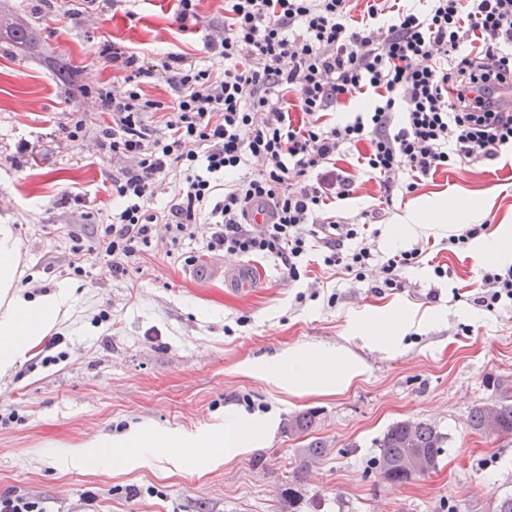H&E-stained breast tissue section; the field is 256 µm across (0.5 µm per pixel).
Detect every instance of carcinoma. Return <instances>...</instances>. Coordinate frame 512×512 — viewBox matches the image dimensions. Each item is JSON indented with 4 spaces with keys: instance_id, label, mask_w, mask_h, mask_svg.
I'll return each instance as SVG.
<instances>
[{
    "instance_id": "1",
    "label": "carcinoma",
    "mask_w": 512,
    "mask_h": 512,
    "mask_svg": "<svg viewBox=\"0 0 512 512\" xmlns=\"http://www.w3.org/2000/svg\"><path fill=\"white\" fill-rule=\"evenodd\" d=\"M24 44L30 48L39 47V35L33 26L6 20L0 14V38ZM495 422L496 436H512V404L499 400L494 405L493 415H488L487 406L478 405L469 412V425L477 432H484L488 418ZM315 416L303 413L289 421V430L297 436L303 435L313 425ZM447 436L437 428L425 422L402 420L392 424L378 442L379 452L373 462L380 478L385 482L403 486L411 483L424 473L416 471L411 459L422 456L430 465V470L437 469L439 456ZM325 445L321 442H309L297 449L299 467L307 468L318 461L325 453Z\"/></svg>"
}]
</instances>
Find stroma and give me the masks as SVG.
<instances>
[{"instance_id": "35a3bbf8", "label": "stroma", "mask_w": 512, "mask_h": 512, "mask_svg": "<svg viewBox=\"0 0 512 512\" xmlns=\"http://www.w3.org/2000/svg\"><path fill=\"white\" fill-rule=\"evenodd\" d=\"M34 0H0V14L31 22L44 50L78 70L85 84L111 81L95 54L102 38L121 40L151 55L179 52L203 66L204 31H181L174 0H132L113 17L90 14L57 20L36 13ZM136 19L126 17V10ZM84 116L99 121L90 99L71 94L28 49L0 43V221L20 239L21 285L31 294L75 290L56 327L65 357L51 364L35 353L0 379V493L20 489L50 501L54 512H280L288 481L298 512H497L512 495V436L486 437L470 428L478 404L512 398V305L476 307L482 272L468 250H449L448 232L427 230L399 241L389 232L399 216L438 199H478L483 220L512 225V153L487 163L452 165L417 189L378 209L379 186L356 178L354 197L337 201L344 221L371 212L376 262L412 247L424 254L403 273L404 285L373 291L375 271L359 281L314 263L307 278L289 282L280 261L250 255L262 276L246 292L225 278L199 276L196 266L166 254L157 239L140 271L115 279L97 254L87 276L66 274L70 230L84 212L105 215L104 186L112 160L93 139L73 145L52 138L58 125ZM37 150L21 166L10 159L23 142ZM81 205H60L63 193ZM443 266L450 277H436ZM399 308L423 318L396 351L368 347L352 323L364 313ZM437 321H429L433 312ZM109 323H96L101 313ZM298 344L344 346L362 357L365 377L340 395L285 393L270 378L242 373L244 364L270 359ZM236 405L247 413L275 412L276 431L263 447L216 468L184 455L176 461L143 455L131 468L85 462L61 466L71 448L144 423L177 435L204 429ZM310 412L307 437L289 434L293 416ZM410 419L448 434L436 472L393 487L372 468L376 442L394 422ZM324 442L325 455L298 469L296 450Z\"/></svg>"}]
</instances>
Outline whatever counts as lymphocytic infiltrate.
Here are the masks:
<instances>
[{
    "label": "lymphocytic infiltrate",
    "instance_id": "1",
    "mask_svg": "<svg viewBox=\"0 0 512 512\" xmlns=\"http://www.w3.org/2000/svg\"><path fill=\"white\" fill-rule=\"evenodd\" d=\"M224 0V22L203 48L223 61L203 69L186 55L147 56L109 39L96 53L123 90L81 86L103 118L58 126L73 144L92 137L115 170L112 211L92 238L70 232V269L96 252L113 278L138 269L157 229L171 251L206 229L217 255H272L289 281L308 274L312 239L331 270L363 279L374 259L363 224H343L328 207L355 192L338 168L356 148L360 170L379 184L380 204L413 192L453 163L493 161L512 148V0ZM163 82L166 102L145 96ZM365 96L368 107L342 124L326 113ZM160 113L157 124L147 113ZM267 224L248 223L252 206Z\"/></svg>",
    "mask_w": 512,
    "mask_h": 512
}]
</instances>
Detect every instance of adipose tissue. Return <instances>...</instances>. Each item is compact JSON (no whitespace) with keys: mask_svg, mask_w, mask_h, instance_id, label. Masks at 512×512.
Wrapping results in <instances>:
<instances>
[{"mask_svg":"<svg viewBox=\"0 0 512 512\" xmlns=\"http://www.w3.org/2000/svg\"><path fill=\"white\" fill-rule=\"evenodd\" d=\"M482 206L474 201L435 200L412 209L405 223L396 225L393 236L402 238L416 233L432 221L448 218L474 222L480 219ZM20 242L13 225L0 224V375L9 374L37 347L58 323L72 303L69 289L31 295L17 283ZM470 257L475 267L492 262L512 267V225L500 224L486 236L473 240ZM416 325L413 313L403 309L369 312L358 317L352 330L371 347L389 350L399 345ZM256 372L279 380L292 395L307 393L340 394L363 378L365 361L343 347L299 345L276 360L256 365ZM275 431L273 417L247 415L228 408L224 421L199 436H177L152 428H139L118 440L111 457L97 455V462L111 460L114 467L126 468L139 462L142 449H150L160 460L179 458L184 447L197 449L206 463L218 465L247 454L266 441Z\"/></svg>","mask_w":512,"mask_h":512,"instance_id":"obj_1","label":"adipose tissue"}]
</instances>
